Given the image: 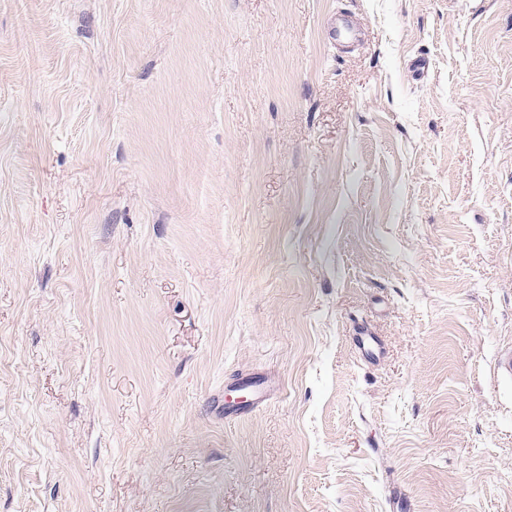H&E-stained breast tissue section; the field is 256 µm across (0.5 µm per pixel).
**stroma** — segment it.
<instances>
[{
  "label": "stroma",
  "mask_w": 512,
  "mask_h": 512,
  "mask_svg": "<svg viewBox=\"0 0 512 512\" xmlns=\"http://www.w3.org/2000/svg\"><path fill=\"white\" fill-rule=\"evenodd\" d=\"M506 347L512 0H0V512H512Z\"/></svg>",
  "instance_id": "stroma-1"
}]
</instances>
